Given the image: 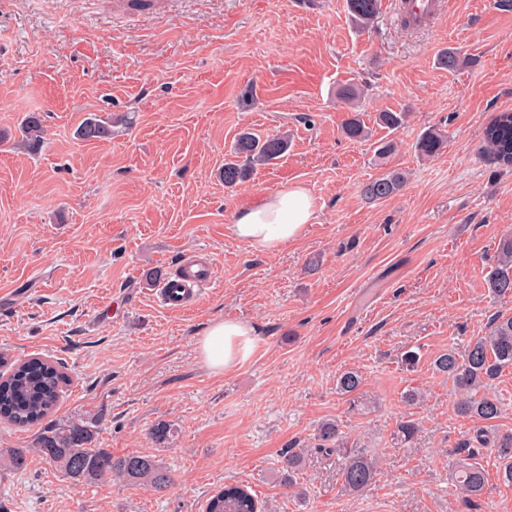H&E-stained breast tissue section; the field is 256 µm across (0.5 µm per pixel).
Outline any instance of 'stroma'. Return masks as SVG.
I'll return each instance as SVG.
<instances>
[{"label": "stroma", "mask_w": 512, "mask_h": 512, "mask_svg": "<svg viewBox=\"0 0 512 512\" xmlns=\"http://www.w3.org/2000/svg\"><path fill=\"white\" fill-rule=\"evenodd\" d=\"M395 2L358 31L346 0H0V353L62 365L54 420H95L97 447L151 455L173 478L162 494L76 483L33 449L35 428L1 420L0 512H204L229 483L264 512H512L496 453L461 452L480 422L456 412L432 365L512 314L487 285L512 235V171L482 157L486 125L512 112V8L447 0L413 29ZM449 47L476 64L440 68ZM349 82L362 89L350 106L336 95ZM352 110L365 140L340 132ZM383 110L409 120L389 133ZM31 112L44 127L32 151ZM94 115L113 117L111 140L78 139ZM431 127L446 139L426 159L415 145ZM246 128L288 134L290 147L231 189L220 172ZM388 136L398 148L383 156ZM393 170L407 177L398 194L363 197ZM289 184L315 200L300 240L259 253L231 237L240 209ZM204 253L215 284L186 309L163 307L159 279ZM217 319L249 323L255 340L220 374L198 353ZM347 370L363 379L364 410L336 390ZM411 389L422 404L405 403ZM405 417L420 426L410 448L394 439ZM326 420L378 461L360 494L313 449ZM159 422L161 444L149 436ZM291 447L304 452L295 490L280 474ZM17 448L21 470L7 462ZM469 459L488 483L467 505L454 475Z\"/></svg>", "instance_id": "stroma-1"}]
</instances>
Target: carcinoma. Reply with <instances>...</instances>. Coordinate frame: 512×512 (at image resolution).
Here are the masks:
<instances>
[{
  "label": "carcinoma",
  "instance_id": "cac0c4a2",
  "mask_svg": "<svg viewBox=\"0 0 512 512\" xmlns=\"http://www.w3.org/2000/svg\"><path fill=\"white\" fill-rule=\"evenodd\" d=\"M352 20L361 28L370 26L379 14L380 0H347ZM440 65L450 72L475 65L476 60L455 49H448L439 59ZM408 113L384 111L377 114V121L388 130H397L407 121ZM342 134L351 141H359L366 128L358 113L353 112L341 126ZM28 146L37 147L42 138L43 125L36 113L25 120ZM76 134L83 140L107 141L112 139V119L88 117L78 127ZM487 155L504 168L512 167V112L499 113L484 132ZM443 145L442 136L433 129L425 131L416 148L423 157L437 155ZM288 149L285 136L263 137L253 132L238 136L234 158L224 162V186L233 187L246 181L258 165H269ZM406 183V176L399 171H389L362 187L363 194L372 201H380L398 193ZM496 269L489 277V288L501 297L512 296V235L502 237L497 245ZM512 366V316H497L485 336L471 340L464 351L450 346L434 357V370L446 376L458 395L456 410L459 414L492 423L502 414L499 400L485 392L487 381ZM68 377L56 365L39 357H32L8 369L0 381V419L27 427L42 424L55 410ZM360 375L346 371L337 379V389L349 397L351 404L359 403ZM418 424L406 419L397 426V440L407 446L415 443ZM94 427L86 421L68 420L43 424L36 435L34 447L49 462L58 466L65 475L77 483H91L115 477L130 486H140L156 493L165 492L172 484L168 471L156 460L145 454L130 453L114 457L104 448L95 445ZM315 449L327 456L337 455L340 463L342 489L357 494L376 482L379 470L376 461L368 455L348 447V440L334 421L321 424ZM469 455L478 448H490L505 460L503 476L512 482V431H488L483 426L476 430L473 441L463 443ZM298 452L282 453L280 469L285 486L291 485V473L300 465ZM485 473L475 464L464 465L456 477V490L471 501L482 495ZM205 512H261L259 502L246 486L226 484L205 505Z\"/></svg>",
  "mask_w": 512,
  "mask_h": 512
}]
</instances>
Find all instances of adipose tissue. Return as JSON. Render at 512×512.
Wrapping results in <instances>:
<instances>
[{"mask_svg": "<svg viewBox=\"0 0 512 512\" xmlns=\"http://www.w3.org/2000/svg\"><path fill=\"white\" fill-rule=\"evenodd\" d=\"M314 216L315 204L308 191L289 185L238 212L228 230L235 240L253 250L271 253L301 239ZM253 346L252 327L233 319L213 323L198 344L204 363L217 373L245 361Z\"/></svg>", "mask_w": 512, "mask_h": 512, "instance_id": "obj_1", "label": "adipose tissue"}]
</instances>
